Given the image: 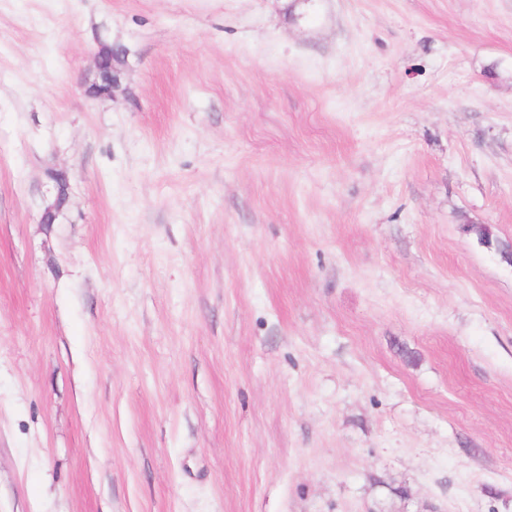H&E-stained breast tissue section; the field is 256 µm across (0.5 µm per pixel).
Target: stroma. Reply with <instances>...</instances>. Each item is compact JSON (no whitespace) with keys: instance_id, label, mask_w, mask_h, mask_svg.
I'll use <instances>...</instances> for the list:
<instances>
[{"instance_id":"1","label":"stroma","mask_w":512,"mask_h":512,"mask_svg":"<svg viewBox=\"0 0 512 512\" xmlns=\"http://www.w3.org/2000/svg\"><path fill=\"white\" fill-rule=\"evenodd\" d=\"M471 224L512 0H0V512H512ZM120 52H122V49L116 48L112 44L103 43L99 46L95 56V68L96 72L98 71L99 81L95 80L89 86V94L94 93L99 98L112 97L114 90L118 86V70H105L102 67V60L107 57H113Z\"/></svg>"}]
</instances>
